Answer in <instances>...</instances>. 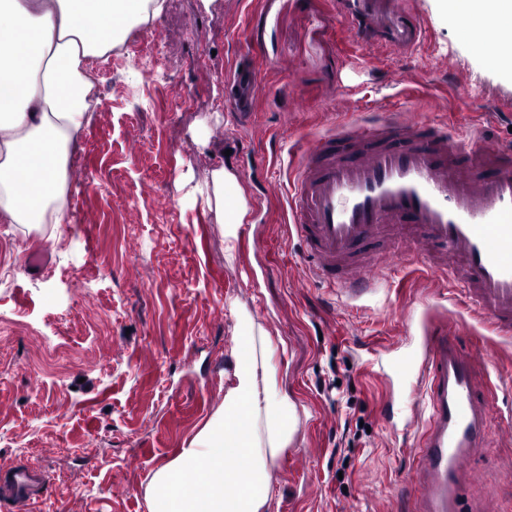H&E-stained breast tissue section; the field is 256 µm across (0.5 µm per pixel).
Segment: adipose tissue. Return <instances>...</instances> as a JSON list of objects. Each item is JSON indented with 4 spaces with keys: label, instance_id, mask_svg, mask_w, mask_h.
Returning a JSON list of instances; mask_svg holds the SVG:
<instances>
[{
    "label": "adipose tissue",
    "instance_id": "ef3b65f1",
    "mask_svg": "<svg viewBox=\"0 0 512 512\" xmlns=\"http://www.w3.org/2000/svg\"><path fill=\"white\" fill-rule=\"evenodd\" d=\"M161 0H0V222L67 221L68 160L96 85L88 61L147 25ZM98 33L94 41L84 31ZM200 194L234 259L249 200L215 167ZM232 383L185 448L151 475L148 512H269L272 472L293 440L297 407L282 393L269 333L236 311Z\"/></svg>",
    "mask_w": 512,
    "mask_h": 512
}]
</instances>
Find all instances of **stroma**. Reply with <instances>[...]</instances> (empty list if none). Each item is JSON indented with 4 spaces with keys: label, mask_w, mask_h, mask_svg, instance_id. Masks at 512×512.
<instances>
[{
    "label": "stroma",
    "mask_w": 512,
    "mask_h": 512,
    "mask_svg": "<svg viewBox=\"0 0 512 512\" xmlns=\"http://www.w3.org/2000/svg\"><path fill=\"white\" fill-rule=\"evenodd\" d=\"M400 3L423 23L407 51L353 42L336 0H165L93 60L99 105L71 155L67 224L54 238L0 223V462L49 477L28 512H148L152 472L224 402L232 301L284 342L278 378L298 407L273 512H413L425 389L383 369L431 321L487 357L496 434L469 461L462 506L512 512V338L423 259L346 300L306 277L288 229L289 159L332 122L397 111L512 143V73L440 0ZM243 66L266 87L249 124L226 106ZM220 164L250 205L231 262L196 191ZM36 249L50 268L30 269Z\"/></svg>",
    "instance_id": "35a3bbf8"
}]
</instances>
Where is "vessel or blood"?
<instances>
[{
	"label": "vessel or blood",
	"mask_w": 512,
	"mask_h": 512,
	"mask_svg": "<svg viewBox=\"0 0 512 512\" xmlns=\"http://www.w3.org/2000/svg\"><path fill=\"white\" fill-rule=\"evenodd\" d=\"M353 40L413 47L420 19L393 0H355L339 8ZM265 91L254 78L229 101L241 122ZM290 222L303 243L310 278L355 300L380 273L404 261L403 243L452 278L500 336L512 334V144L481 129L470 136L401 112H368L316 137L290 169ZM481 353H462L455 337L432 329L421 348L398 354L395 377L417 374L429 415L417 464L407 475L415 512H460L467 462L490 438L479 397ZM45 473L0 465V489L30 505Z\"/></svg>",
	"instance_id": "vessel-or-blood-1"
}]
</instances>
